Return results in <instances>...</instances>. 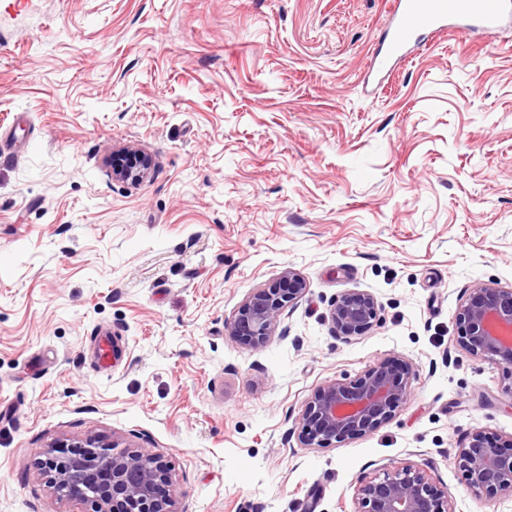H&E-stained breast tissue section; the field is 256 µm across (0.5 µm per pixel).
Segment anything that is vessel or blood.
Wrapping results in <instances>:
<instances>
[{
	"label": "vessel or blood",
	"mask_w": 512,
	"mask_h": 512,
	"mask_svg": "<svg viewBox=\"0 0 512 512\" xmlns=\"http://www.w3.org/2000/svg\"><path fill=\"white\" fill-rule=\"evenodd\" d=\"M512 29V0H395L383 44L373 58L386 68L418 44L421 32L494 37Z\"/></svg>",
	"instance_id": "obj_1"
}]
</instances>
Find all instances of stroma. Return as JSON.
<instances>
[{
	"instance_id": "stroma-1",
	"label": "stroma",
	"mask_w": 512,
	"mask_h": 512,
	"mask_svg": "<svg viewBox=\"0 0 512 512\" xmlns=\"http://www.w3.org/2000/svg\"><path fill=\"white\" fill-rule=\"evenodd\" d=\"M391 0H31L0 14V512H92L38 465L54 442L158 456L179 512H355L411 463L455 512L467 435L512 434V372L457 343L479 282L512 286V31L426 37L377 81ZM150 155L135 186L112 154ZM306 293L261 347L255 289ZM375 295L364 336L329 311ZM117 341L111 374L95 338ZM412 363L377 431L306 446L331 380ZM305 292L303 278L285 269L275 285L256 289L240 304L228 328L229 340L248 347L263 345L280 326L285 308L297 304ZM378 303L367 291L353 292L336 299L330 310V322L336 337L345 342L365 335L378 318Z\"/></svg>"
}]
</instances>
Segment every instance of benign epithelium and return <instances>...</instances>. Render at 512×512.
I'll list each match as a JSON object with an SVG mask.
<instances>
[{
	"mask_svg": "<svg viewBox=\"0 0 512 512\" xmlns=\"http://www.w3.org/2000/svg\"><path fill=\"white\" fill-rule=\"evenodd\" d=\"M151 158L128 150L112 166V179L136 185L147 177ZM306 292L303 278L284 270L278 282L256 289L240 304L228 328L229 340L263 345L281 324V316ZM378 318V303L367 291L336 299L330 310L334 334L348 342L365 335ZM459 345L471 356L512 367V287L479 283L470 288L457 314ZM413 365L384 360L353 383L329 381L312 394L298 418L309 445L325 448L346 438L365 435L390 422L411 393ZM84 452L60 461L49 447L40 466L53 487L91 502L95 512H177L174 491L164 488L161 460L89 437ZM458 466L467 485L489 498L512 497V435L494 438L484 430L471 432L458 449ZM357 512H454L448 489L424 470L405 463L384 477L359 483Z\"/></svg>",
	"mask_w": 512,
	"mask_h": 512,
	"instance_id": "7a95c632",
	"label": "benign epithelium"
}]
</instances>
